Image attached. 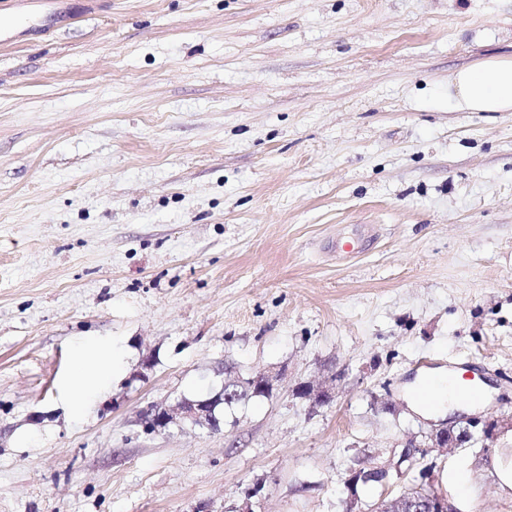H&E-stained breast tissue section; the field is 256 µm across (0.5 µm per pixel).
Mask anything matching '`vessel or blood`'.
I'll return each mask as SVG.
<instances>
[{
  "label": "vessel or blood",
  "mask_w": 512,
  "mask_h": 512,
  "mask_svg": "<svg viewBox=\"0 0 512 512\" xmlns=\"http://www.w3.org/2000/svg\"><path fill=\"white\" fill-rule=\"evenodd\" d=\"M69 0H0V44L33 41L68 26Z\"/></svg>",
  "instance_id": "1"
}]
</instances>
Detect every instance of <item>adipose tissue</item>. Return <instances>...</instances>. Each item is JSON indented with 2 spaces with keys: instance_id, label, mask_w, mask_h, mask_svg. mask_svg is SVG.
<instances>
[{
  "instance_id": "obj_1",
  "label": "adipose tissue",
  "mask_w": 512,
  "mask_h": 512,
  "mask_svg": "<svg viewBox=\"0 0 512 512\" xmlns=\"http://www.w3.org/2000/svg\"><path fill=\"white\" fill-rule=\"evenodd\" d=\"M448 99L466 112H512V55L487 57L448 78ZM124 351L112 342L87 337L72 350L73 370L64 381V405L79 419L125 375Z\"/></svg>"
}]
</instances>
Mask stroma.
<instances>
[{"mask_svg":"<svg viewBox=\"0 0 512 512\" xmlns=\"http://www.w3.org/2000/svg\"><path fill=\"white\" fill-rule=\"evenodd\" d=\"M76 2L0 45V512H235L255 482L254 512H345L350 470L464 425L410 407L441 367L494 431L363 512L464 459L471 512H512V112L448 100L512 53V0ZM83 336L130 357L75 421ZM258 373L216 430L144 426ZM510 449L511 457L506 456L503 450L496 452L491 459L490 468L499 493L512 498V448Z\"/></svg>","mask_w":512,"mask_h":512,"instance_id":"stroma-1","label":"stroma"}]
</instances>
